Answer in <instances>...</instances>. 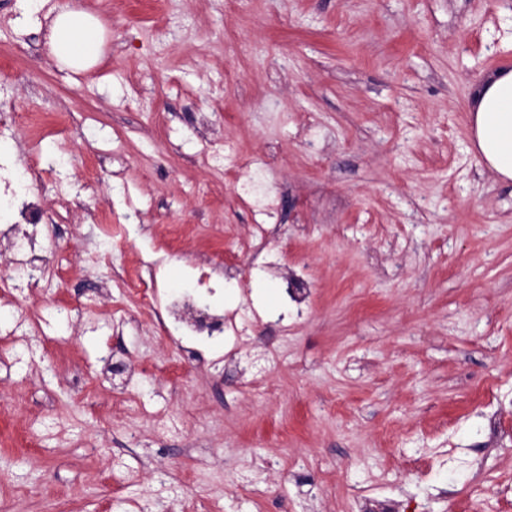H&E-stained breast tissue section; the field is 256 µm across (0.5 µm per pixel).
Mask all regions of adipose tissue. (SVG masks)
Segmentation results:
<instances>
[{
    "mask_svg": "<svg viewBox=\"0 0 512 512\" xmlns=\"http://www.w3.org/2000/svg\"><path fill=\"white\" fill-rule=\"evenodd\" d=\"M49 44L59 66L80 70L97 62L103 36L93 16L62 11L51 20ZM470 112L476 153L495 176L512 180V69L484 77L474 90Z\"/></svg>",
    "mask_w": 512,
    "mask_h": 512,
    "instance_id": "ef3b65f1",
    "label": "adipose tissue"
}]
</instances>
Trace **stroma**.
Instances as JSON below:
<instances>
[{
    "mask_svg": "<svg viewBox=\"0 0 512 512\" xmlns=\"http://www.w3.org/2000/svg\"><path fill=\"white\" fill-rule=\"evenodd\" d=\"M46 7L106 44L60 68L44 13L0 0V144L43 174L59 271L16 293L0 237V322L42 315L0 335V512H512V414L484 420L512 398V182L468 112L512 69V0ZM134 262L166 292L216 264L247 335L190 368L128 307Z\"/></svg>",
    "mask_w": 512,
    "mask_h": 512,
    "instance_id": "stroma-1",
    "label": "stroma"
}]
</instances>
